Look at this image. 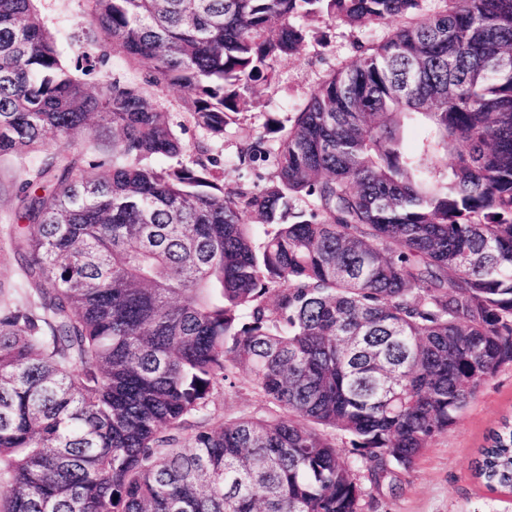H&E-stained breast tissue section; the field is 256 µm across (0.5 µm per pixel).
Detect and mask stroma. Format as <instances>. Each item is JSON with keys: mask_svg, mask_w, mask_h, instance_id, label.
<instances>
[{"mask_svg": "<svg viewBox=\"0 0 512 512\" xmlns=\"http://www.w3.org/2000/svg\"><path fill=\"white\" fill-rule=\"evenodd\" d=\"M46 28L53 34L67 64H74L77 45L103 64L80 72L88 87L118 72L143 82L145 67L130 63L112 49L105 33L92 22L89 0H35ZM314 37L297 57L276 65L278 80L258 87L248 108L217 144L224 160L235 158L240 143L263 132L268 119L289 123L310 92L332 71L350 65L361 47L380 41L385 28L353 30L326 21L313 23ZM43 152L0 157V226L12 223L19 205L22 170L37 169ZM215 419L232 421L243 415H260L266 407L244 383L216 392L211 403ZM512 419V365L502 366L481 387L447 434L425 448L409 470L396 474L395 486H382L366 498L364 512H512V498L490 494L475 473L480 451L503 419Z\"/></svg>", "mask_w": 512, "mask_h": 512, "instance_id": "obj_1", "label": "stroma"}]
</instances>
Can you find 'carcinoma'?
Listing matches in <instances>:
<instances>
[{"mask_svg":"<svg viewBox=\"0 0 512 512\" xmlns=\"http://www.w3.org/2000/svg\"><path fill=\"white\" fill-rule=\"evenodd\" d=\"M423 2L90 0L190 143L0 0V156L54 149L0 231V512H363L360 472L410 469L512 364V0ZM324 16L391 30L239 146L259 183L227 179L213 145ZM99 118L85 177L65 151ZM239 374L268 413L210 422ZM490 441L478 475L509 486L512 423Z\"/></svg>","mask_w":512,"mask_h":512,"instance_id":"obj_1","label":"carcinoma"}]
</instances>
